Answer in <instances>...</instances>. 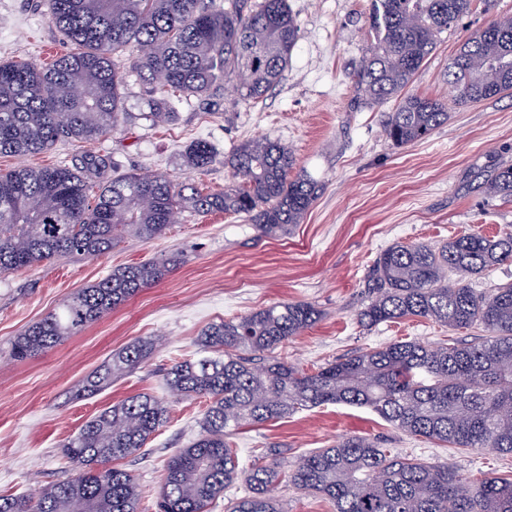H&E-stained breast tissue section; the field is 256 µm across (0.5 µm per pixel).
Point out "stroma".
<instances>
[{
    "label": "stroma",
    "instance_id": "1",
    "mask_svg": "<svg viewBox=\"0 0 512 512\" xmlns=\"http://www.w3.org/2000/svg\"><path fill=\"white\" fill-rule=\"evenodd\" d=\"M299 25L291 65L258 103L241 101L227 87L216 112L183 104L163 126L142 119L148 96L129 80L126 107L132 117L103 140L61 142L24 158L0 156V169L22 164L75 165L88 152L107 158L93 185L131 171L181 176L182 154L208 141L217 159L195 173L196 185L220 191L234 182L224 159L242 142L268 137L294 153L296 170L323 189L300 224L280 237H265L251 221L221 213L178 215L152 240L122 237L101 256L60 258L0 275V495H32L72 476L61 447L103 409L137 394L169 398L164 373L173 363L201 355L207 326L277 303L302 301L320 320L276 350L278 357L311 371L329 361L398 340L473 342L481 327L451 331L413 318L367 329L357 320L366 280L378 254L401 243L438 246L465 232L512 234V202L486 195L481 182L496 167L512 164V97L452 105L448 63L462 41L493 20L512 15V0H473L456 29L445 32L410 94L450 103L447 124L427 138L396 147L384 121L388 101L355 108L352 81L374 42L371 0H289ZM71 48L51 22L45 0H0V60L43 61ZM181 253L184 261L159 283L72 336L60 346L19 361L12 344L29 325L78 289L113 269ZM157 347L136 369L93 395L79 394L84 378L112 354L142 339ZM170 415L159 431L121 467L137 479L141 512H155L168 459L200 433L207 401L169 398ZM377 439L424 462H453L467 474L512 477V455L454 452L406 435L370 409L324 404L287 419L244 427L235 435L240 467L258 448L280 450L281 466L328 448L345 436Z\"/></svg>",
    "mask_w": 512,
    "mask_h": 512
}]
</instances>
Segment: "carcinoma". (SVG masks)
I'll return each instance as SVG.
<instances>
[{
	"label": "carcinoma",
	"mask_w": 512,
	"mask_h": 512,
	"mask_svg": "<svg viewBox=\"0 0 512 512\" xmlns=\"http://www.w3.org/2000/svg\"><path fill=\"white\" fill-rule=\"evenodd\" d=\"M52 23L74 49L46 67L0 61V156L36 155L60 141L96 142L129 118L127 78L149 96L144 119L175 116V102L209 110L235 83L239 98L255 101L288 70L299 28L288 0H46ZM470 0H373L375 44L354 82L359 108L397 98L384 130L392 144L420 141L448 123L447 104L405 93L442 33L470 9ZM138 54L126 71L115 57L130 45ZM455 104L512 96V15L468 37L448 63ZM216 161L206 141L184 152L186 170ZM82 169L18 167L0 173V274L69 255L96 257L130 236L151 240L178 214L245 215L265 236L280 237L300 223L318 196L306 172L292 174V150L277 140H247L224 164L237 182L205 192L188 176L130 172L92 193L86 174L105 167L87 153ZM485 192L512 201V164L483 182ZM512 260V235L462 234L440 246L395 243L374 261L368 295L358 312L365 328L411 318L450 330L473 326L476 344L426 346L393 342L308 372L272 356L311 328L321 312L286 302L213 324L201 346L213 352L173 363L169 392L208 399L200 436L179 449L161 478L158 512H208L242 474L231 436L245 425L286 418L323 404L367 407L395 429L452 450L512 454V283L492 293L470 281ZM183 257L112 270L79 289L30 325L12 344L13 357L47 352L160 282ZM150 340L112 356L82 381L91 394L134 370L152 351ZM165 400L129 397L86 421L63 445L77 475L46 486L35 498L0 495V512H140L134 475L112 462L134 455L166 422ZM279 451L261 448L247 472L248 495L226 512H283L271 495L281 482L328 500L333 512H512V479L474 477L451 463L393 454L365 436L302 457L291 471Z\"/></svg>",
	"instance_id": "1"
}]
</instances>
